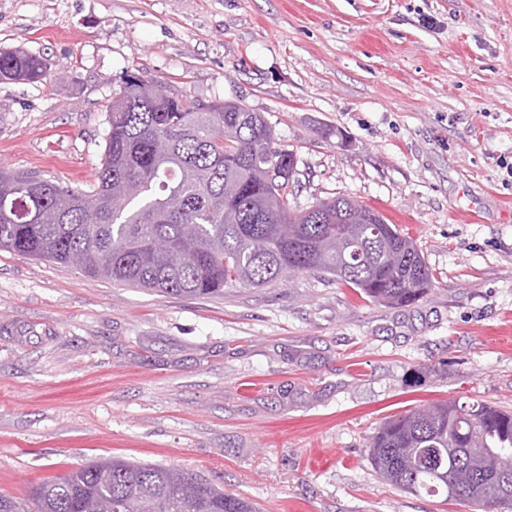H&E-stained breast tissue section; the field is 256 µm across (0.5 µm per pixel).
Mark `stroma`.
Listing matches in <instances>:
<instances>
[{
	"label": "stroma",
	"mask_w": 512,
	"mask_h": 512,
	"mask_svg": "<svg viewBox=\"0 0 512 512\" xmlns=\"http://www.w3.org/2000/svg\"><path fill=\"white\" fill-rule=\"evenodd\" d=\"M0 165L89 189L132 74L262 113L292 200L345 194L433 286L370 302L326 274L165 295L0 250V494L118 458L195 471L261 512H471L380 480L386 418L512 411V0H0ZM44 60L23 51H0V80L41 82L46 78Z\"/></svg>",
	"instance_id": "1"
}]
</instances>
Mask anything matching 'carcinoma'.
Wrapping results in <instances>:
<instances>
[{"label": "carcinoma", "mask_w": 512, "mask_h": 512, "mask_svg": "<svg viewBox=\"0 0 512 512\" xmlns=\"http://www.w3.org/2000/svg\"><path fill=\"white\" fill-rule=\"evenodd\" d=\"M44 60L0 51V80L36 83ZM109 130L91 190L62 187L0 166V249L24 253L93 279L173 295H217L268 287L288 273L318 272L372 302L408 307L432 287L414 245L375 209L337 195L307 210L291 205L296 153L276 142L258 112L186 94L156 100L125 83L108 106ZM42 180L34 194L30 183ZM168 244L158 252L157 241ZM512 412L483 401H449L386 420L368 460L383 480L414 497L442 496L455 472L470 480L457 498L473 512H502L512 472ZM129 512H256L195 472L121 459L99 460L41 482L34 512H92V499Z\"/></svg>", "instance_id": "obj_1"}]
</instances>
